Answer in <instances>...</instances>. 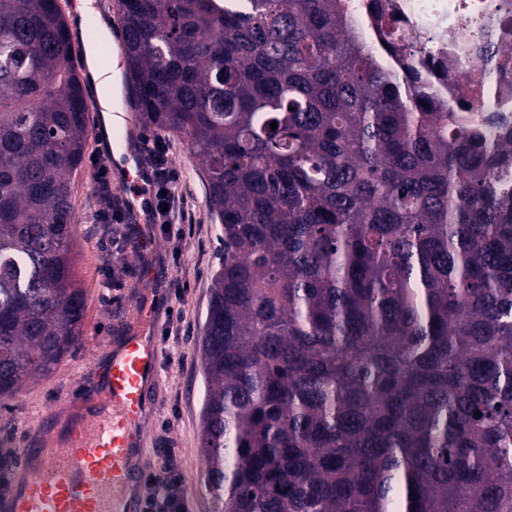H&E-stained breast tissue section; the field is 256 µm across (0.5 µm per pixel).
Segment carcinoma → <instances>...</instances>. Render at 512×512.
Wrapping results in <instances>:
<instances>
[{
  "mask_svg": "<svg viewBox=\"0 0 512 512\" xmlns=\"http://www.w3.org/2000/svg\"><path fill=\"white\" fill-rule=\"evenodd\" d=\"M370 9L366 48L340 0H119L137 111L189 138L224 233L214 512H512V130ZM87 125L58 0H0L3 402L81 336Z\"/></svg>",
  "mask_w": 512,
  "mask_h": 512,
  "instance_id": "cac0c4a2",
  "label": "carcinoma"
}]
</instances>
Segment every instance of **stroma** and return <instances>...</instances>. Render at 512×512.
I'll return each instance as SVG.
<instances>
[{
  "label": "stroma",
  "mask_w": 512,
  "mask_h": 512,
  "mask_svg": "<svg viewBox=\"0 0 512 512\" xmlns=\"http://www.w3.org/2000/svg\"><path fill=\"white\" fill-rule=\"evenodd\" d=\"M164 140L171 163L180 175L179 189L188 197L189 209L184 238H176L160 228L154 231V258L162 272L157 286L165 305L157 326L163 363L158 410L147 424L144 449L152 461L159 451L171 449L176 466L186 477L192 512H213L203 479L201 431L205 379L200 345L212 277L223 252L222 231L211 216L205 174L188 139L168 134ZM86 152L83 168L73 177L77 222L75 272L87 298L82 335L76 348L64 357L50 377L26 386L12 400L0 403V441H9L14 448L19 447L25 431L50 411H60L65 419L71 416L66 400L77 377L93 378L96 357L117 343L133 325V306L139 292L137 280L129 276L128 270L137 266L139 257L131 226L112 225L117 244L112 248V262L107 265L98 247L103 227L94 221V167L109 165L112 142L88 136ZM107 273L119 283L109 293L101 286ZM182 282L187 283L188 290L180 297L176 286ZM171 307L180 310L181 323L170 322L167 310Z\"/></svg>",
  "instance_id": "obj_1"
}]
</instances>
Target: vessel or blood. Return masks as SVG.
Here are the masks:
<instances>
[{
  "mask_svg": "<svg viewBox=\"0 0 512 512\" xmlns=\"http://www.w3.org/2000/svg\"><path fill=\"white\" fill-rule=\"evenodd\" d=\"M142 186V177H128L125 196L149 249L154 239ZM162 306L152 295L139 302L138 329L104 353L101 385L91 393L76 388L73 398L84 404L79 416L55 435L40 424L28 433L0 512H143L148 463L141 447L146 419L158 405L156 314Z\"/></svg>",
  "mask_w": 512,
  "mask_h": 512,
  "instance_id": "1",
  "label": "vessel or blood"
}]
</instances>
